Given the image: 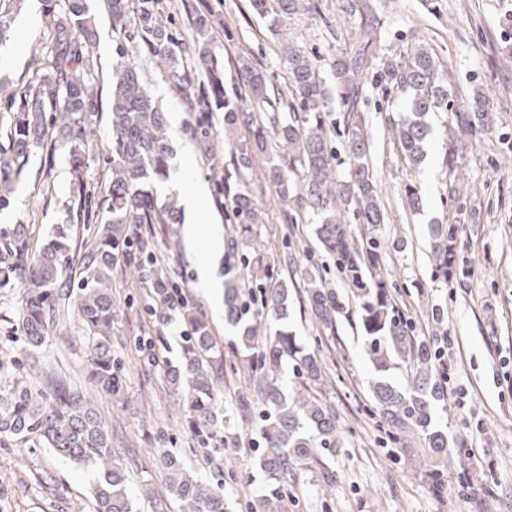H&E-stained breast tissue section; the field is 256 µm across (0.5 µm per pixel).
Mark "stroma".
Instances as JSON below:
<instances>
[{"mask_svg":"<svg viewBox=\"0 0 512 512\" xmlns=\"http://www.w3.org/2000/svg\"><path fill=\"white\" fill-rule=\"evenodd\" d=\"M97 16L94 54L96 86L108 94L116 61L112 24L103 0H87ZM214 14L213 46L231 61L225 86L242 92L232 61L243 58L279 88L288 74L281 48L294 43L318 59L319 78L337 96L333 65L351 46L364 17L377 19L380 54L399 57L414 45L432 48L448 79L451 99L468 111L474 93L483 96L488 126L472 139L456 135V122L447 110L429 113L425 158L405 163L392 134L391 122L407 111L410 97L385 94L367 79L358 110L365 118L371 143L373 178L386 207L381 231L390 246L382 257L386 277L393 283L397 307L412 318L419 336L454 343L456 370L448 392L434 409L435 424L452 443L453 460L434 488L426 467L408 461L404 450L386 451L381 432L366 411L368 383L374 371L363 350L355 321L341 319L333 352L320 358L331 376L318 398L335 413L342 431L339 448L324 452L321 467L303 472L285 498L284 512H512V0H304L283 21L258 15L250 0H210ZM59 8L54 0H25L4 40L0 41V85L13 93L34 70L33 58L45 53ZM150 94L166 115H178L169 126L170 170L160 190L186 199L196 186L206 196L201 213L183 212L185 225L197 228L196 243L178 230L180 251L174 267L179 280L208 316L218 345L229 347L234 330L224 322V302L199 279L211 225L219 224L225 238L236 225L228 222L217 201L214 173L206 151L188 131L189 114L163 65L138 57ZM286 153L258 154L249 175L262 191L258 202L265 214L262 245L275 256L283 240L298 246V260L314 255L328 277L336 271L322 252L307 223L291 224L283 217L284 202L269 184V162H287ZM66 149L56 151L49 173L52 198L40 193L35 175H28L0 209V225L37 224L40 236L66 216L71 176ZM415 190L417 209L406 205ZM452 224L457 247L468 267L467 278L451 283L438 278L430 256V227ZM119 314L112 336L124 362L121 398L104 403L101 411L122 449L134 505L151 512L141 489L149 484L157 497H166L164 478L155 465L160 449L176 451L200 477L224 473V496L232 512L271 485L260 473L246 470L255 423L237 413L233 396L244 384L232 380L224 390V410L232 416L225 433L224 452L213 457L201 449L186 417L159 369L153 368L135 340L156 333L154 318L143 305L149 295L134 265L114 270ZM16 288L0 289V359L16 360L15 376L31 379L23 360V342L13 318L20 306ZM442 309L435 320L433 309ZM42 366L69 374L85 385L86 352L77 315L65 316L39 351ZM333 471L335 485H325L321 468ZM91 468L57 456L36 441L0 442V512H92Z\"/></svg>","mask_w":512,"mask_h":512,"instance_id":"1","label":"stroma"}]
</instances>
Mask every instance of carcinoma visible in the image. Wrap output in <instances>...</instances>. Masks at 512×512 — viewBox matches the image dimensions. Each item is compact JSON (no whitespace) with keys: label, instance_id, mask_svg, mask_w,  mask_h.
Here are the masks:
<instances>
[{"label":"carcinoma","instance_id":"1","mask_svg":"<svg viewBox=\"0 0 512 512\" xmlns=\"http://www.w3.org/2000/svg\"><path fill=\"white\" fill-rule=\"evenodd\" d=\"M58 2L44 65L0 109V131L6 137L0 142V206L34 162L51 170L56 143L68 148L71 165L68 223L54 225L43 238L30 233L34 224L0 227V288L22 291L16 326L24 338L30 368H39L35 351L72 306L85 333L88 381L108 401L120 394L123 363L112 349L118 312L113 271L126 256H138L137 267L151 288L145 308L155 317L158 329L157 335L141 337L136 343L158 347L170 318L180 317L178 362L153 357L151 363L160 365L163 377L182 399L199 444L211 456L224 449L230 424L220 398L224 381L247 374L253 385L235 394V405L261 422L253 465L277 489L255 497L246 508L247 512H281L280 491L341 439L336 415L312 388L321 385L322 337L336 334L349 299L374 369L367 411L379 418L394 447H408V440L416 435L432 463L445 465L448 434L432 423L434 407L441 400L434 349L415 335L412 321L394 306L392 284L380 271L387 242L378 227L386 223V215L371 172L365 123L354 112L371 72L385 91L410 93L411 110L401 113L391 128L404 160L419 163L428 135L425 117L448 104L446 78L431 49L418 45L401 60L383 58L378 53L377 22L365 19L349 53L335 64L345 112L331 109L313 58L297 47L285 51L291 101L283 117L264 112L272 101L266 75L245 63L238 66L257 113L249 117L248 134L232 154L234 174L218 181L217 192L219 202H230L229 221L238 225L240 240L231 246L246 256L242 266L229 260L224 264V320L238 329L252 353L226 362L206 315L154 248L156 236H168L173 225L180 223V210L173 197L163 198L158 192L168 170L167 126L135 61L144 55L166 67L190 112L191 137L202 146L211 144L216 130L213 112L221 108L224 122L237 124L244 106L227 95L224 58L212 49L210 9L204 4L197 7L191 39L186 41L177 35L161 0H105L119 60L108 99L112 139L98 156L95 136L103 99L93 77L95 18L86 0ZM250 2L258 14L288 15L299 0ZM455 119L458 131L468 135L485 126L486 113L457 112ZM335 133L342 138V158L332 145ZM270 134L286 146L288 166L271 167L268 181L287 203L289 221L295 224L308 214L319 218L312 233L336 269L334 280L310 264L297 269L296 284L288 279L289 267L296 264L292 254L285 251L266 263L263 254L252 250V244L261 239L265 217L246 172L256 153L265 151ZM93 160L101 168L96 182L87 178ZM431 233L438 276L446 281L465 277L454 231L436 224ZM293 287L303 293L319 328L308 344L284 324ZM247 288L255 289L259 297V309L251 318L240 313ZM285 365L299 379L300 387L291 394L279 384V371ZM395 370L404 372L406 384L392 379ZM38 380L37 392L19 382L0 385V440L33 436L58 456L93 467L94 512H133L129 478L112 448V434L99 402L77 391L70 377L59 370L43 369ZM156 465L179 512H230L222 482L202 481L176 452L159 451Z\"/></svg>","mask_w":512,"mask_h":512}]
</instances>
